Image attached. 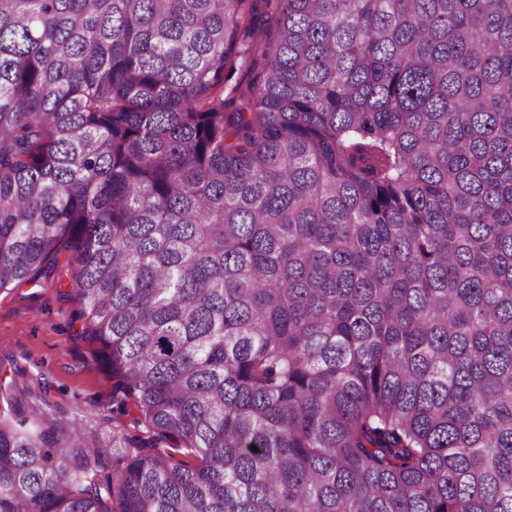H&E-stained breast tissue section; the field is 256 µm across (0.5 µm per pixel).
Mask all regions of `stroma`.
Wrapping results in <instances>:
<instances>
[{"label":"stroma","mask_w":512,"mask_h":512,"mask_svg":"<svg viewBox=\"0 0 512 512\" xmlns=\"http://www.w3.org/2000/svg\"><path fill=\"white\" fill-rule=\"evenodd\" d=\"M68 276L0 294V373L16 388L43 390L52 410L112 417V374L78 333Z\"/></svg>","instance_id":"stroma-1"}]
</instances>
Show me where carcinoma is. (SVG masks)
<instances>
[{"instance_id":"1","label":"carcinoma","mask_w":512,"mask_h":512,"mask_svg":"<svg viewBox=\"0 0 512 512\" xmlns=\"http://www.w3.org/2000/svg\"><path fill=\"white\" fill-rule=\"evenodd\" d=\"M64 251L130 426L0 381V512H512V0H0V293Z\"/></svg>"}]
</instances>
